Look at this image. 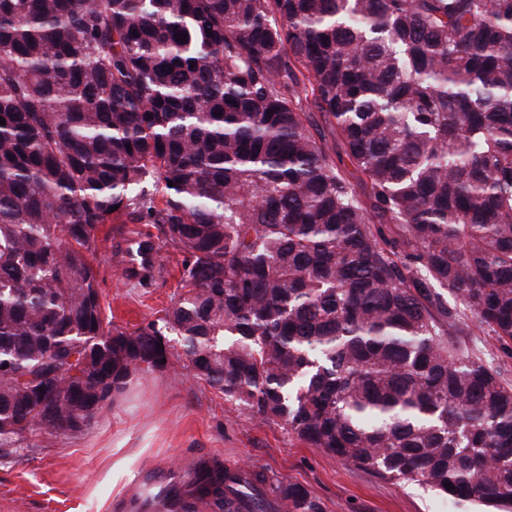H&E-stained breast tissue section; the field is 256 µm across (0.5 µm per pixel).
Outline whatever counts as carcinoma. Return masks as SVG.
Returning <instances> with one entry per match:
<instances>
[{"instance_id": "1", "label": "carcinoma", "mask_w": 512, "mask_h": 512, "mask_svg": "<svg viewBox=\"0 0 512 512\" xmlns=\"http://www.w3.org/2000/svg\"><path fill=\"white\" fill-rule=\"evenodd\" d=\"M0 117V451L181 358L313 448L512 512V384L452 340L512 355V0H0ZM116 222L158 231L112 238L125 280L182 256L131 332L98 290ZM189 497L321 512L203 461Z\"/></svg>"}]
</instances>
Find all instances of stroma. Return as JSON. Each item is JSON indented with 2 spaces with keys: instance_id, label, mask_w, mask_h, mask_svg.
I'll return each instance as SVG.
<instances>
[{
  "instance_id": "obj_1",
  "label": "stroma",
  "mask_w": 512,
  "mask_h": 512,
  "mask_svg": "<svg viewBox=\"0 0 512 512\" xmlns=\"http://www.w3.org/2000/svg\"><path fill=\"white\" fill-rule=\"evenodd\" d=\"M99 236L104 317L128 331L157 319L178 294L177 256L162 247L163 278L134 288L112 264L111 225ZM200 460L299 484L322 512H468L420 486L383 479L310 447L280 422L251 419L179 362L136 375L81 434L42 433L1 456L0 512H124L142 474Z\"/></svg>"
}]
</instances>
